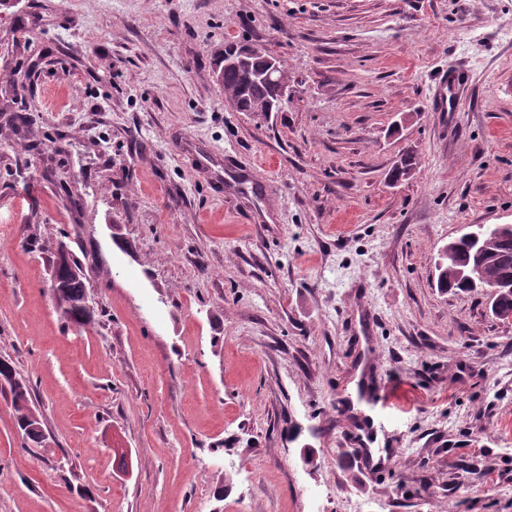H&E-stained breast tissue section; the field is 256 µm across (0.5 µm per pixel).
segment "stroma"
<instances>
[{
	"label": "stroma",
	"instance_id": "35a3bbf8",
	"mask_svg": "<svg viewBox=\"0 0 512 512\" xmlns=\"http://www.w3.org/2000/svg\"><path fill=\"white\" fill-rule=\"evenodd\" d=\"M511 30L512 0L1 5L0 357L46 439L0 394V512H512V321L435 273L512 224ZM232 42L286 111L225 102ZM451 66L470 97L439 112ZM53 266L57 268L58 276L63 286V288H61V298L68 305V314H63V316L69 322L84 329L94 327L96 323L94 309L87 310L81 305L84 296V305L93 308L92 304H90L91 286L90 288H86L84 295L83 283L80 279L76 278L78 277L89 281L90 284L91 280L88 272L81 267L79 270L75 269L74 275L76 277L72 276L70 269L79 268V263L74 260L71 254L67 257L57 255ZM0 385H7L11 396V405L20 431L27 441L38 444L43 438V422L39 414L30 405L28 383L17 377L15 367L8 359H0Z\"/></svg>",
	"mask_w": 512,
	"mask_h": 512
}]
</instances>
